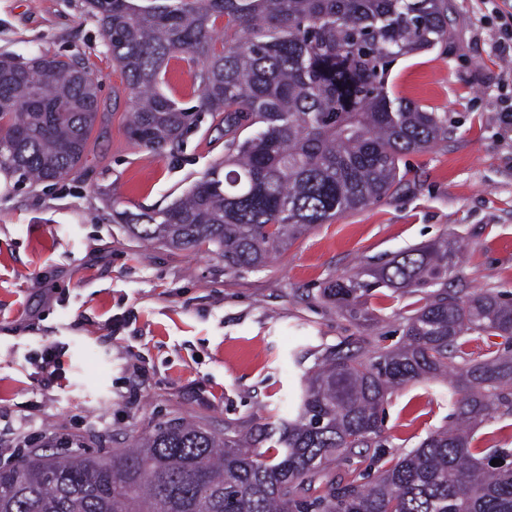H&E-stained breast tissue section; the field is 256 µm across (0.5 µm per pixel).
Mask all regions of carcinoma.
<instances>
[{"label":"carcinoma","instance_id":"cac0c4a2","mask_svg":"<svg viewBox=\"0 0 512 512\" xmlns=\"http://www.w3.org/2000/svg\"><path fill=\"white\" fill-rule=\"evenodd\" d=\"M129 89L125 133L174 150L201 112L223 115L224 175L213 170L158 216L123 211L134 235L175 249L213 247L231 272L264 266L318 224L363 209L400 181L402 157L448 138V116L385 90L399 58L448 41V0H85ZM224 20V39L217 21ZM196 65L186 107L161 90L169 60ZM99 112V82L75 57L0 56V173L32 185L80 169ZM262 129L241 138L255 125ZM461 246L443 238L377 269L331 281L327 296L357 321L378 288L419 292L401 340L327 348L306 378L298 416L220 436L174 422L105 457L34 452L0 466V512H512L507 449L471 447L493 414L512 416V302L459 295L448 280ZM453 373L455 425L363 482L331 476L387 442L380 414L393 391Z\"/></svg>","mask_w":512,"mask_h":512}]
</instances>
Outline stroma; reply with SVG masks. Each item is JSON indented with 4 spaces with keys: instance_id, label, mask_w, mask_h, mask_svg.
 Wrapping results in <instances>:
<instances>
[{
    "instance_id": "1",
    "label": "stroma",
    "mask_w": 512,
    "mask_h": 512,
    "mask_svg": "<svg viewBox=\"0 0 512 512\" xmlns=\"http://www.w3.org/2000/svg\"><path fill=\"white\" fill-rule=\"evenodd\" d=\"M448 40L398 59L387 90L448 115V138L403 157L401 186L315 226L263 267L232 273L206 248L142 244L113 209L152 215L224 159L218 118L203 113L182 147L134 148L124 133L125 76L84 0H0V55L78 57L99 79L100 112L78 173L32 186L0 174V448L65 458L132 448L187 419L242 434L294 418L305 376L326 348L360 335L398 342L418 294L378 289L376 320L358 327L323 295L342 273L377 267L440 239L467 258L455 282L512 300V136L497 121L503 60L491 46L507 0H450ZM59 375L40 370L48 347ZM390 440L355 458L386 459L448 425V384L394 391Z\"/></svg>"
}]
</instances>
